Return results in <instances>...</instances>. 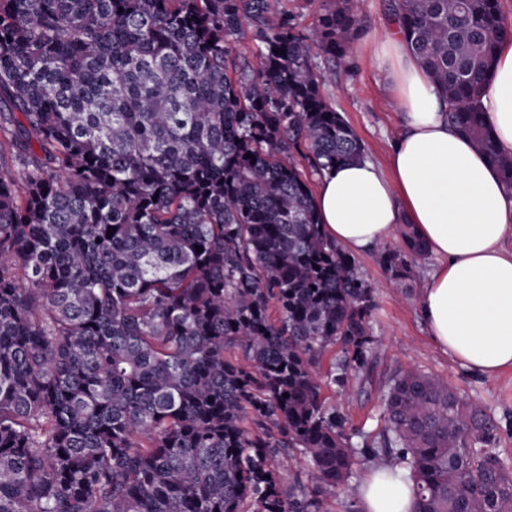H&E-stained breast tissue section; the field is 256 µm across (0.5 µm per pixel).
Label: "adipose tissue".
Here are the masks:
<instances>
[{
	"mask_svg": "<svg viewBox=\"0 0 512 512\" xmlns=\"http://www.w3.org/2000/svg\"><path fill=\"white\" fill-rule=\"evenodd\" d=\"M401 131L387 165L370 160L324 173L315 203L325 233L354 251L414 225L436 258L421 295L436 345L486 377L512 368V198L498 171L448 122V106L398 28L384 30ZM498 147L512 154V39L500 40L482 98ZM360 512H412L410 482L391 469L358 489Z\"/></svg>",
	"mask_w": 512,
	"mask_h": 512,
	"instance_id": "1",
	"label": "adipose tissue"
}]
</instances>
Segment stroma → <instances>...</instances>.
Returning a JSON list of instances; mask_svg holds the SVG:
<instances>
[{
	"mask_svg": "<svg viewBox=\"0 0 512 512\" xmlns=\"http://www.w3.org/2000/svg\"><path fill=\"white\" fill-rule=\"evenodd\" d=\"M393 0H356L363 30L347 63L321 62L330 74L324 94L362 141L368 160L386 164L400 122L393 92L392 65L380 53V36L393 18ZM379 248L356 253L358 271L372 286L376 308L371 318L373 356L368 372L325 395L346 418V428L363 439H377L384 428L382 395L401 370L423 371L446 382L457 395L500 419L499 451L512 466V368L492 378L462 368L430 337L420 295L434 256L412 263L408 277L398 279L379 262Z\"/></svg>",
	"mask_w": 512,
	"mask_h": 512,
	"instance_id": "stroma-1",
	"label": "stroma"
}]
</instances>
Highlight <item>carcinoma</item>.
I'll list each match as a JSON object with an SVG mask.
<instances>
[{
	"label": "carcinoma",
	"mask_w": 512,
	"mask_h": 512,
	"mask_svg": "<svg viewBox=\"0 0 512 512\" xmlns=\"http://www.w3.org/2000/svg\"><path fill=\"white\" fill-rule=\"evenodd\" d=\"M278 2L0 0V133L25 170H0V512H324L358 455L406 473L414 512H512L500 422L441 380L395 374L376 445L323 395L373 343L374 290L310 185L365 157L317 74L362 18L321 0L306 34ZM395 17L511 194L482 109L501 0ZM400 236L381 254L396 278L428 253ZM283 448L315 485H283Z\"/></svg>",
	"instance_id": "carcinoma-1"
}]
</instances>
